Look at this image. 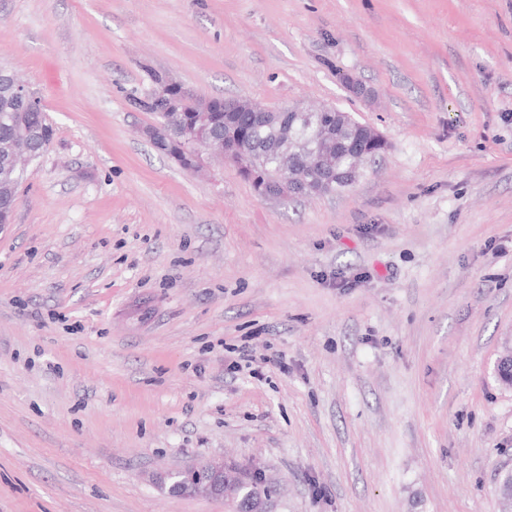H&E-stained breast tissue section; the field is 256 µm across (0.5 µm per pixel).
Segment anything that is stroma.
Listing matches in <instances>:
<instances>
[{"label": "stroma", "mask_w": 512, "mask_h": 512, "mask_svg": "<svg viewBox=\"0 0 512 512\" xmlns=\"http://www.w3.org/2000/svg\"><path fill=\"white\" fill-rule=\"evenodd\" d=\"M55 135L0 228V512H499L512 467V0H0ZM334 106L387 148L264 197L137 100ZM368 87L356 96L346 78ZM178 128L176 121H174L167 126L153 125L147 128L145 133L157 150L168 153L170 152L171 142L174 139V131H178ZM186 140L192 143L191 150L187 153H178L174 155V159L187 169H194L202 165L205 158L209 155L208 150L213 151L206 132L203 128H185L182 131ZM227 468L224 465V460L207 461L197 467L170 474L168 478H179V483L187 495L205 493L230 501L237 499L244 488L251 487L256 501L261 503V508L254 512H265L264 506L267 498L263 494V489L264 485L268 484L266 476L253 475L239 470L236 478V475L235 477L227 475ZM195 473H202L205 476L196 479Z\"/></svg>", "instance_id": "35a3bbf8"}]
</instances>
